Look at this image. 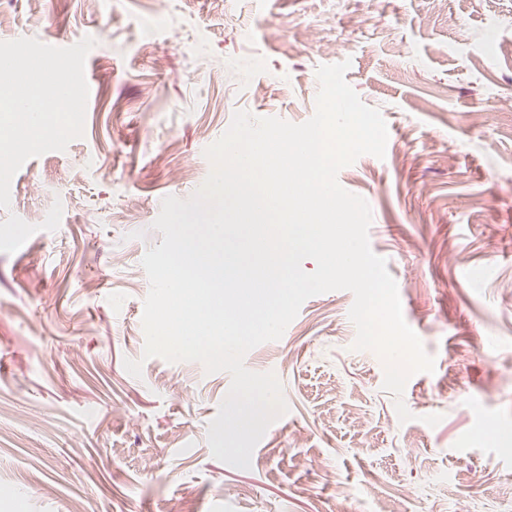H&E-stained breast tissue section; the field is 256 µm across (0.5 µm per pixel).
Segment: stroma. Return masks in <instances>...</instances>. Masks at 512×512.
<instances>
[{
  "label": "stroma",
  "mask_w": 512,
  "mask_h": 512,
  "mask_svg": "<svg viewBox=\"0 0 512 512\" xmlns=\"http://www.w3.org/2000/svg\"><path fill=\"white\" fill-rule=\"evenodd\" d=\"M87 36L82 137L0 209V512H512V0H0V41ZM346 59L388 143L337 180L434 370L394 398L352 348L353 294L311 297L244 357L288 411L236 468L207 441L230 374L144 355L141 261L236 111L305 122L317 67Z\"/></svg>",
  "instance_id": "stroma-1"
}]
</instances>
